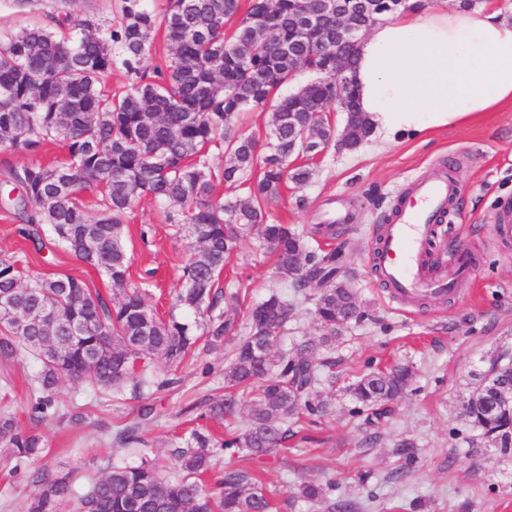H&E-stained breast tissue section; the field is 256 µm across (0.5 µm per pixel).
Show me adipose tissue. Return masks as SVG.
<instances>
[{
  "label": "adipose tissue",
  "mask_w": 512,
  "mask_h": 512,
  "mask_svg": "<svg viewBox=\"0 0 512 512\" xmlns=\"http://www.w3.org/2000/svg\"><path fill=\"white\" fill-rule=\"evenodd\" d=\"M358 105L385 141L512 106V14L496 0L387 17L362 40Z\"/></svg>",
  "instance_id": "obj_1"
}]
</instances>
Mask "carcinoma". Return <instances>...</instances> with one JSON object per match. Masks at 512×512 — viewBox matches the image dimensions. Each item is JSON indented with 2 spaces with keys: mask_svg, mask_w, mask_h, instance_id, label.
<instances>
[{
  "mask_svg": "<svg viewBox=\"0 0 512 512\" xmlns=\"http://www.w3.org/2000/svg\"><path fill=\"white\" fill-rule=\"evenodd\" d=\"M147 0H121L115 25L78 19L71 0H55V9L15 32L0 31V148L34 153L48 141L66 143L68 160L58 166L30 164L8 171L16 185L12 199L24 235L36 251L45 248L42 233L54 238L80 260L100 268L112 284L114 299L63 276L24 282L16 261L0 258V303L9 304L17 319L5 324L0 347L13 354L31 353L41 362L36 392L41 409L63 377L97 389L119 391L141 378L133 392L155 382L150 364H176L195 356L203 328L209 351L236 340L224 368V393L203 400L204 415L227 428L219 442L194 431L191 443L173 450L178 471L159 474L156 463L141 457L135 465L112 464L80 497L81 512H273L274 493L251 462L274 456L303 418L312 424L326 413L313 388L320 369L329 366L323 347L349 323L361 320L357 297L336 280L341 252L309 248L287 224L270 221V207L287 180L301 185L312 170L305 159L325 147L306 143L300 131L315 122L342 94L351 109L349 124L357 131L350 147L370 134L359 111L354 86L342 87L328 69L335 47L323 44L322 30L297 28L298 0H169L159 16ZM164 34L169 57L154 67V78L141 71L155 31ZM116 63L135 76L122 91L102 87L101 77ZM302 65L310 80L283 92L291 73ZM273 108L265 133L266 152L258 139L235 131L242 112ZM223 149L224 168L210 164L211 147ZM248 185L247 195L224 200L213 195V181ZM86 193H99L100 214L91 218L82 203ZM147 196L166 209L167 220L184 224L196 247L181 267L185 288L182 305L205 317L195 326L150 309L139 288L131 286L130 262L123 243V225L133 204ZM258 228L276 259L283 285L292 295L273 291L248 313L246 334L214 313L224 291L220 277L239 241ZM312 302L323 334L304 340L297 353L277 352L281 337L300 303ZM412 371L405 364L363 375L353 385L357 412L368 423L388 414L387 404L408 386ZM250 397L246 422L239 426L242 398ZM497 390L486 387L467 404L471 423L481 428L493 447L512 453V409L497 410ZM154 420V408L143 404L138 421L113 431L122 448L145 445L142 431ZM42 440L18 430L14 418L0 413V445L22 461L42 452ZM245 452L238 466L223 470L214 486V447ZM34 488L26 512H60L73 495L70 475L46 468L28 473ZM333 485L302 483L296 498L321 502Z\"/></svg>",
  "mask_w": 512,
  "mask_h": 512,
  "instance_id": "cac0c4a2",
  "label": "carcinoma"
}]
</instances>
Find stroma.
Wrapping results in <instances>:
<instances>
[{
  "label": "stroma",
  "instance_id": "obj_1",
  "mask_svg": "<svg viewBox=\"0 0 512 512\" xmlns=\"http://www.w3.org/2000/svg\"><path fill=\"white\" fill-rule=\"evenodd\" d=\"M446 168L454 172L456 196L430 252H466L471 272L453 293L426 303L394 298L373 268L381 225L409 181L434 178ZM311 169L306 184H285L270 218L326 249L347 242L337 277L352 280L365 317L350 323L326 349L334 380L320 384L318 391L329 415L308 426L306 442L263 466L279 512H329L325 501L289 506L293 488L304 478L335 483V498L356 502L358 512H512V455L488 446L465 416L491 363L512 358V241L498 240L489 230L502 213H512V109L394 143L371 137L353 150L332 146ZM331 203L345 221L335 236L312 235L314 225L326 223ZM21 226L12 210L0 206V255L17 260L25 278L69 275L91 292L111 297L112 286L100 269L53 243L35 251ZM123 235L131 281L144 291L149 307L164 318L195 321L196 313L175 303L182 287L179 268L191 252L184 227L165 222L156 203L144 198L131 208ZM221 284L245 297L237 306L225 300L219 304L241 326L249 305L279 286L275 261L259 232L241 242ZM232 348L225 342L201 360L172 370L156 363L157 372L170 373L178 383L147 389L140 397L128 388L100 392L61 380L53 395L59 413L51 418L43 417L33 390L39 361L0 353V411L11 414L21 431L39 434L45 447L42 455L20 463L0 461V512H25L33 492L28 472L38 467L71 473L80 493L113 461L135 464L144 454L162 475L173 474L172 451L189 441L193 429L222 432L218 423L199 419L193 405L223 387ZM394 361L412 364L415 377L389 418L369 425L356 413L348 387L372 367ZM144 402L155 409L144 449L120 448L113 430L134 423ZM403 439L417 447L414 462L394 452ZM362 473L369 474L367 483H360Z\"/></svg>",
  "mask_w": 512,
  "mask_h": 512
}]
</instances>
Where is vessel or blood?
Wrapping results in <instances>:
<instances>
[{"instance_id":"b4317fda","label":"vessel or blood","mask_w":512,"mask_h":512,"mask_svg":"<svg viewBox=\"0 0 512 512\" xmlns=\"http://www.w3.org/2000/svg\"><path fill=\"white\" fill-rule=\"evenodd\" d=\"M455 184L447 176L414 180L398 196L393 218L384 225L376 263L395 297L415 299L451 293L471 271L464 252L453 251L436 272H429L430 241Z\"/></svg>"}]
</instances>
